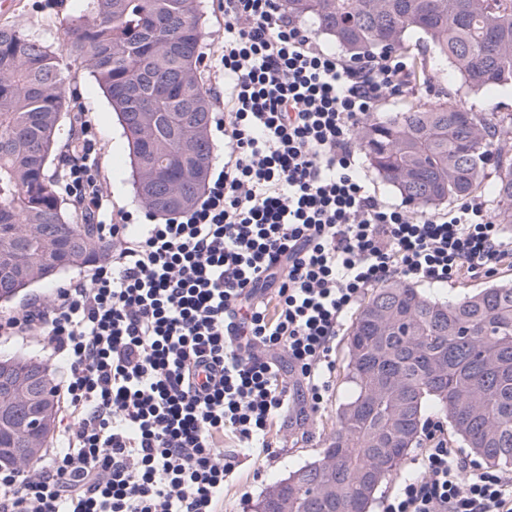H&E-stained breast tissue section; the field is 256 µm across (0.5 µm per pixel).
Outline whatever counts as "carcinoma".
I'll return each mask as SVG.
<instances>
[{
	"mask_svg": "<svg viewBox=\"0 0 512 512\" xmlns=\"http://www.w3.org/2000/svg\"><path fill=\"white\" fill-rule=\"evenodd\" d=\"M353 58L432 47L410 80L460 79L476 94L512 91V0H282ZM201 0H80L54 51L15 25L0 26V300L102 248L92 224H74L46 174L64 95L63 58L86 64L127 140L133 186L155 214L200 197L214 158L211 105L197 74ZM512 116L417 97L404 112L365 121L356 145L377 175L414 209L483 193L512 223ZM495 179L489 180L488 168ZM336 430L315 460L274 483L253 512H370L379 488L418 447L423 423L445 417L453 436L486 465L512 467V283L447 300L407 280L374 288L347 331ZM40 376L27 401L0 392V469L30 466L17 453L28 417L56 423L49 365L7 354Z\"/></svg>",
	"mask_w": 512,
	"mask_h": 512,
	"instance_id": "cac0c4a2",
	"label": "carcinoma"
}]
</instances>
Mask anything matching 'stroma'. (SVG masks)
Segmentation results:
<instances>
[{
  "instance_id": "35a3bbf8",
  "label": "stroma",
  "mask_w": 512,
  "mask_h": 512,
  "mask_svg": "<svg viewBox=\"0 0 512 512\" xmlns=\"http://www.w3.org/2000/svg\"><path fill=\"white\" fill-rule=\"evenodd\" d=\"M73 5L74 0H18L15 12L0 16V26H20L31 37L55 48L62 40L61 26L71 17ZM65 76L66 99L80 98L97 128L101 143L99 169L112 205L140 212L142 206L134 196L128 149L116 115L86 67L68 62ZM92 271V265L87 264L62 273L55 282L32 285L12 301L0 303V318L30 303L49 301L55 287L89 281ZM345 344L344 336H337L332 353V387L324 408L313 414L303 411L302 401H295L290 413L272 427L270 438L274 453L271 457L258 461L239 456V464L224 489L223 512H249L252 503L274 480L321 452L325 437L336 428V409L347 394Z\"/></svg>"
}]
</instances>
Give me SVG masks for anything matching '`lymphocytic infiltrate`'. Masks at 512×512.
<instances>
[{
  "instance_id": "f902f5d3",
  "label": "lymphocytic infiltrate",
  "mask_w": 512,
  "mask_h": 512,
  "mask_svg": "<svg viewBox=\"0 0 512 512\" xmlns=\"http://www.w3.org/2000/svg\"><path fill=\"white\" fill-rule=\"evenodd\" d=\"M224 38L203 61L227 152L204 198L163 224L112 210L84 112L61 186L104 242L88 282L0 320L43 335L69 423L40 467L0 470V512H218L235 470L225 439L268 453L298 388L311 411L365 290L448 283L512 264L485 203L414 215L356 174L354 134L407 86L399 54L320 49L278 0H218ZM286 357L292 380L280 376ZM431 446L382 512H512V472Z\"/></svg>"
}]
</instances>
